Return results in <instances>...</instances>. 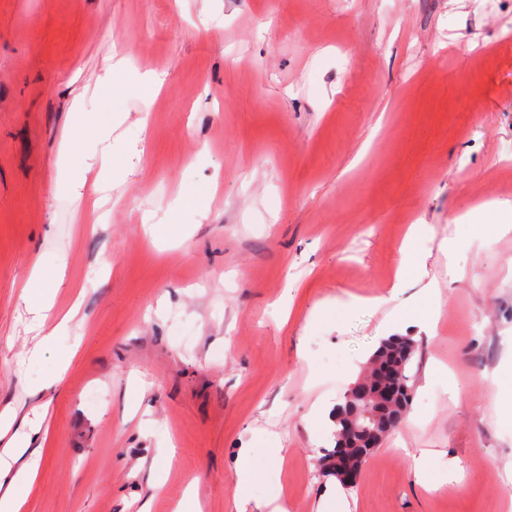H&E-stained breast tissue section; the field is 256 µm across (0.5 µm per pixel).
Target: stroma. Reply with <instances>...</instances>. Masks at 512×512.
Masks as SVG:
<instances>
[{"instance_id":"35a3bbf8","label":"stroma","mask_w":512,"mask_h":512,"mask_svg":"<svg viewBox=\"0 0 512 512\" xmlns=\"http://www.w3.org/2000/svg\"><path fill=\"white\" fill-rule=\"evenodd\" d=\"M89 153L122 176L77 199ZM510 222L512 0H0V412L46 407L22 512L192 481L235 512L245 448L288 512H512ZM39 256L79 313L32 359ZM391 331L412 402L347 489L314 408Z\"/></svg>"}]
</instances>
